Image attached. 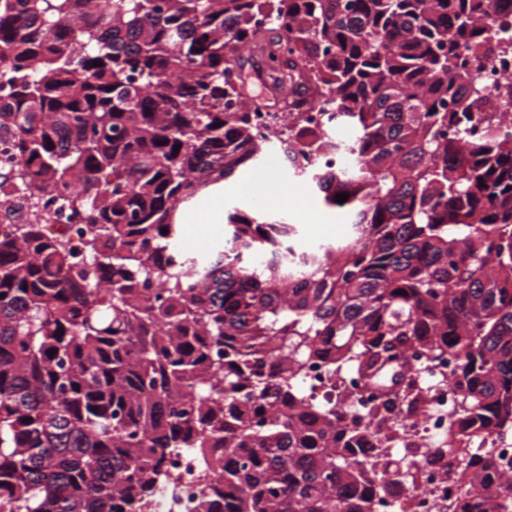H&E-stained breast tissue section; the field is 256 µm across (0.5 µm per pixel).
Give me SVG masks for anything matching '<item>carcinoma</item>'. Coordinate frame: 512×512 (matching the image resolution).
<instances>
[{
  "label": "carcinoma",
  "mask_w": 512,
  "mask_h": 512,
  "mask_svg": "<svg viewBox=\"0 0 512 512\" xmlns=\"http://www.w3.org/2000/svg\"><path fill=\"white\" fill-rule=\"evenodd\" d=\"M500 0H0V198L51 191L94 225L89 261L36 225L0 241V512H135L175 448L224 444L223 512H372L401 483L366 427L296 385L310 361L380 394L422 397L410 350L458 359L462 432L512 425V113L484 64L512 56ZM280 46L290 156L333 145L299 108L336 99L343 168L293 163L354 229L272 273L288 215L232 207L206 257L183 211L262 149L244 52ZM477 124L478 141L447 137ZM340 193L349 194L343 203ZM480 512L512 480L451 461Z\"/></svg>",
  "instance_id": "obj_1"
}]
</instances>
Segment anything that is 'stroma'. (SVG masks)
I'll return each instance as SVG.
<instances>
[{"mask_svg": "<svg viewBox=\"0 0 512 512\" xmlns=\"http://www.w3.org/2000/svg\"><path fill=\"white\" fill-rule=\"evenodd\" d=\"M246 178L250 183L249 192H242L239 183L233 182L183 212L180 234L196 241L194 255L209 254L223 240L226 209L234 204H266V190L270 187L288 196V220L297 227L298 244L313 248L335 240L341 227L336 211L325 208L318 193L293 177L272 153H264L258 166L247 173Z\"/></svg>", "mask_w": 512, "mask_h": 512, "instance_id": "1", "label": "stroma"}]
</instances>
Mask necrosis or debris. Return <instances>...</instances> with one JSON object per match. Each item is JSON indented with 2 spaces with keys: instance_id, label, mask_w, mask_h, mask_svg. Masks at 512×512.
I'll return each mask as SVG.
<instances>
[{
  "instance_id": "necrosis-or-debris-1",
  "label": "necrosis or debris",
  "mask_w": 512,
  "mask_h": 512,
  "mask_svg": "<svg viewBox=\"0 0 512 512\" xmlns=\"http://www.w3.org/2000/svg\"><path fill=\"white\" fill-rule=\"evenodd\" d=\"M37 221L46 237L70 239L76 261L84 260L86 225L69 218L67 210L47 196L40 209H29L21 200L10 215L0 214V239L16 237L19 225ZM409 361L418 371L425 408L406 414L394 447L412 458L414 477L410 485L392 486L383 501L375 503L373 512H457L461 488L456 476L432 463L437 453L453 457L460 452L451 445L462 417L449 383L455 361L448 357L429 363L421 355L410 356ZM299 384L305 394L335 409L343 422L370 423L373 395L353 385L342 393L332 389L322 363H308L299 375ZM223 492L224 482L216 476L211 450L185 448L170 459L165 480L141 502L139 512H199L203 496L218 498Z\"/></svg>"
}]
</instances>
